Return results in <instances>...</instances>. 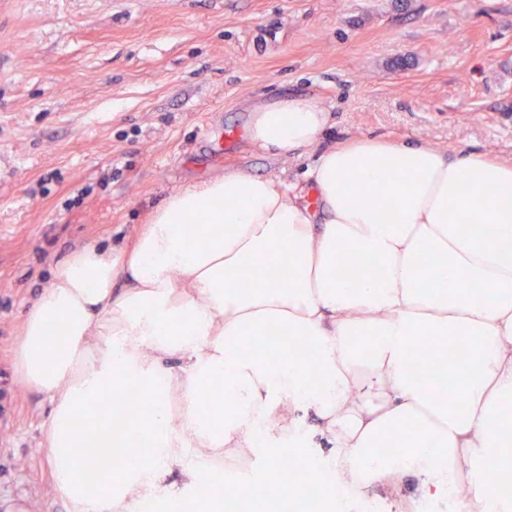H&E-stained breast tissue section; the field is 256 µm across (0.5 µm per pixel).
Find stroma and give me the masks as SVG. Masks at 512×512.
I'll list each match as a JSON object with an SVG mask.
<instances>
[{"instance_id":"obj_1","label":"stroma","mask_w":512,"mask_h":512,"mask_svg":"<svg viewBox=\"0 0 512 512\" xmlns=\"http://www.w3.org/2000/svg\"><path fill=\"white\" fill-rule=\"evenodd\" d=\"M326 108L320 147L422 141L512 159V0H0V512L52 493L46 396L14 361L74 249L133 247L171 194L227 172L304 180L251 104Z\"/></svg>"}]
</instances>
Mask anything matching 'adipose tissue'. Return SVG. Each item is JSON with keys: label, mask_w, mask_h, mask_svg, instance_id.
<instances>
[{"label": "adipose tissue", "mask_w": 512, "mask_h": 512, "mask_svg": "<svg viewBox=\"0 0 512 512\" xmlns=\"http://www.w3.org/2000/svg\"><path fill=\"white\" fill-rule=\"evenodd\" d=\"M250 110L251 143L281 154L316 147L328 121L300 96ZM349 254L381 273L341 276ZM241 273L251 286L227 288ZM418 358L456 398L429 395ZM16 359L52 404L54 490L69 512H170L190 498L229 512L223 462L257 452L284 498L343 505L397 492L405 473L424 498L452 474L491 495L512 479V160L358 138L323 150L301 186L242 171L187 186L132 250L86 245L56 267ZM218 377L225 399L206 418L199 400ZM130 386L143 413L100 418L98 402ZM302 411L328 451L298 480L282 459L302 443ZM91 437L104 479L93 495ZM385 443L397 458L380 456Z\"/></svg>", "instance_id": "obj_1"}]
</instances>
